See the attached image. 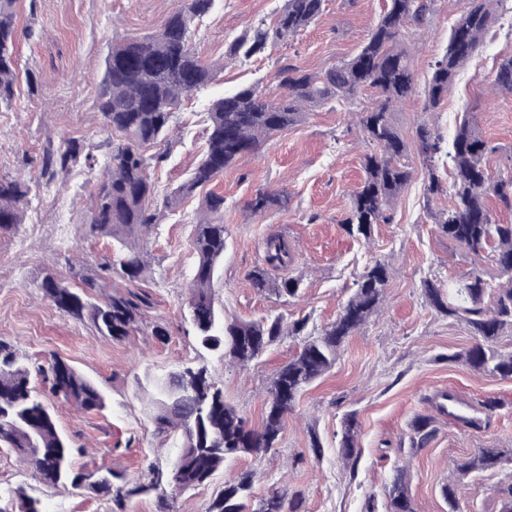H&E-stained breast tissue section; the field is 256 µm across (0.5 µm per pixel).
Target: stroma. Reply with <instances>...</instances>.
Masks as SVG:
<instances>
[{
  "instance_id": "35a3bbf8",
  "label": "stroma",
  "mask_w": 512,
  "mask_h": 512,
  "mask_svg": "<svg viewBox=\"0 0 512 512\" xmlns=\"http://www.w3.org/2000/svg\"><path fill=\"white\" fill-rule=\"evenodd\" d=\"M283 4L219 0L211 14L192 24L193 49L219 73L215 82L182 101L166 141L152 147L166 155L152 173L160 219L146 238L149 270L139 283L152 304L140 331L113 341L99 336L89 318L59 311L33 286L49 273L80 288L74 267L83 266L92 276L113 255L111 239L91 235L87 223L99 167L82 161L51 181L42 173L40 157L47 143L75 138L86 152L103 158L113 140L97 107L105 58L112 44L153 33L174 0H18L19 27L31 35L19 44L15 102L0 112V176L24 178L31 192L17 231L0 235V339L33 367L60 357L103 393L104 409L86 411L52 394L41 377L33 379L73 443L78 469H109L141 482L167 473L179 440L157 430L153 386L188 363L206 366L223 384L226 400L250 425H260L271 379L296 353L297 340L283 338L249 366L232 367L197 347L187 317L195 224L207 193L220 194L226 245L214 292L225 320L280 314L289 322L308 318L319 329L335 321L372 261H388L395 273L378 312L349 337L335 366L301 394L277 448L259 458H239L204 485L176 494L173 512H205L225 479L246 468L257 472L255 495L274 486L302 492V512H361L365 498L381 494L394 470L403 468L416 512H448L440 489L448 480L449 462L491 441L512 448V379L448 363L447 355L470 346L472 338L464 325L435 314L421 295L423 280L453 281L471 268L428 215L447 208L449 200L427 202V168L415 138L418 122L427 117L422 106L430 64L443 54L463 0H437L429 29L412 45L416 92L394 112L393 122L408 144L413 177L395 203L392 223L376 225L371 241L349 235L343 226L370 151L345 103L306 113L257 152L238 158L208 188L176 208L164 205L207 151L211 99L250 85L273 97L279 93L274 81L279 66L317 72L351 57L378 22L386 0H326L322 17L287 44L246 59L226 58L234 40L259 21L273 22ZM509 55L512 14L507 12L459 73L440 111L427 117L445 138H452L463 113L471 112L485 139L512 147V94L490 92L500 59ZM260 190L287 192V207L253 214L247 203ZM274 236L291 249L290 268H266L265 242ZM258 268L266 269L272 282L300 277L299 296L288 301L258 291L250 279ZM156 322L166 328L165 339L152 336ZM448 390L471 405L492 397L503 407L480 430L436 416L431 442L411 447L414 417L430 413V398ZM349 411L357 414L361 448L353 477L337 459L342 418ZM312 429L323 443L318 458L308 448ZM511 478L505 470L468 478L462 495L469 512H500L495 489ZM18 487L39 498L46 512H112L108 497L89 488L45 484L14 449L0 447V499Z\"/></svg>"
}]
</instances>
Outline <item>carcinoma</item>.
<instances>
[{
    "mask_svg": "<svg viewBox=\"0 0 512 512\" xmlns=\"http://www.w3.org/2000/svg\"><path fill=\"white\" fill-rule=\"evenodd\" d=\"M177 2L155 33L123 39L112 45L105 60L97 106L106 127L119 133L120 139L112 142L105 154L104 173L92 196L89 226L91 234L109 237L116 243V255L101 267L102 275L97 278L75 273L90 291L107 287L108 273L115 272L131 284L143 278L147 259L139 240L158 221L157 210L150 203L154 194L151 169L165 160V154H148L145 148L164 139L182 97L206 87L215 77L214 66L191 48L189 33L194 20L209 14L216 0ZM324 2L284 0L273 23L262 20L251 27L250 38L232 43L227 56L249 58L288 42L321 17ZM436 2L388 0L383 15L355 56L315 73L280 67L274 76L283 90L279 97L268 98L251 86L212 101L207 109L208 150L167 198L166 207H173L181 198L211 183L237 158L256 152L262 142L298 124L306 109L340 100L356 108L364 136L375 147L364 157L365 180L353 194L345 230L368 240L374 225L392 223V204L412 178L411 164L406 161L408 144L392 121L396 107L416 90L405 43L428 27ZM504 2L466 0L448 32L446 50L432 64L424 111H439L457 73L474 57L497 22ZM18 40L17 0H0V109L11 107L15 100ZM492 85L512 93V55L501 60ZM366 92L372 93L367 105L361 99ZM416 139L428 165L425 208L433 223L472 265L452 283L435 277L422 284L425 303L436 314L464 324L473 339L471 346L446 356V360L478 374L512 379V349L501 345L502 337L512 336V223H500L487 203L492 197L498 208L512 212V153L505 154V160L490 169L488 157L500 147L484 139L472 114L463 118L449 143L437 126L425 121L416 126ZM442 157L448 159L452 169L449 186L436 173L435 161ZM81 159L89 163L92 157L84 153L82 143L68 139L56 149L44 148L42 171L53 180ZM30 190L18 179L0 177V233L18 228L20 206ZM445 194L451 196L448 209L430 210V203ZM280 203V195L259 191L247 207L262 215ZM223 212L224 197L210 193L205 197L204 216L195 224L193 248L197 262L188 307L197 346L245 368L281 337L301 338L299 350L273 377L261 427L248 426L224 398V386L206 367H183L156 384L152 400L158 428L174 432L181 439L170 467L174 477L131 482L109 470L110 481L99 484L95 481L97 471L73 467L75 448L37 394L32 374L50 381L53 392L86 411L105 408L101 391L57 357L31 370L13 345L0 340V444L15 449L42 482L77 489L91 487L110 498L112 512H128L135 498L154 491L159 512H170L167 488L180 492L194 489L227 462L245 454L258 457L276 447L301 393L335 365L348 338L380 308L390 268L376 260L365 268L336 320L317 332L307 331L306 317L288 324L281 316L225 321L214 297L217 268L224 257ZM292 261L288 244L276 237L266 240V265L282 268ZM482 262L493 267L496 277L486 278ZM250 278L259 290L268 289L280 297L293 299L300 292L299 278L290 276L271 284L265 270L259 268L251 272ZM36 288L61 312L76 318L88 316L99 335L118 341L138 328L151 305L147 294L131 289L114 291L105 301L93 303L52 275L43 277ZM501 408L495 399L483 400L477 414L461 422L479 429L483 418ZM411 430V447H426L435 433L434 417L417 416ZM358 432L355 414H345L338 457L352 471L360 457ZM509 464L512 448L494 443L453 461L448 483L441 487L448 512H465L459 496L465 479ZM255 478V471L246 469L225 480L224 489L205 512H301L303 501L298 493L290 495L272 488L254 498ZM384 496L387 512H415L404 470H395L385 485ZM15 497L13 512H45L41 500L27 495L24 489H17Z\"/></svg>",
    "mask_w": 512,
    "mask_h": 512,
    "instance_id": "1",
    "label": "carcinoma"
}]
</instances>
